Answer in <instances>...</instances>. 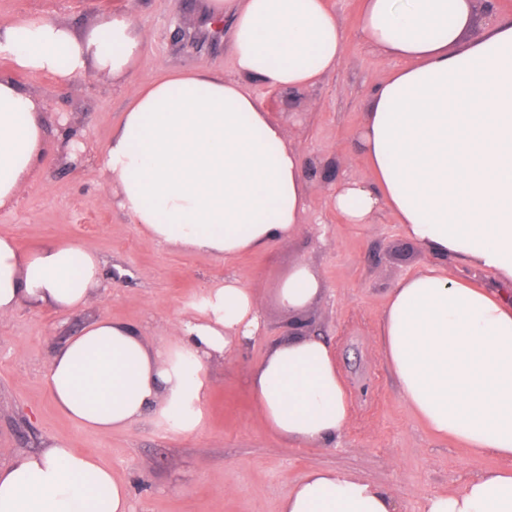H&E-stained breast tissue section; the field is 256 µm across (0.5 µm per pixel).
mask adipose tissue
<instances>
[{"mask_svg": "<svg viewBox=\"0 0 512 512\" xmlns=\"http://www.w3.org/2000/svg\"><path fill=\"white\" fill-rule=\"evenodd\" d=\"M479 0H362L359 32L404 59L376 84L359 135L370 182L337 184L330 204L345 223L394 215L407 239L437 256L390 289L381 350L400 394L437 436L496 457L459 491L424 498L419 512H512V13L481 36ZM205 19L230 23L232 73L172 72L131 88L102 166L108 196L155 242L230 261L288 239L307 209L301 152L290 146L259 88L316 86L336 70L345 41L328 0H205ZM145 32L105 12L79 33L26 17L0 26V53L18 70L66 82L124 83L144 59ZM49 150L43 105L0 77V208L41 172ZM480 269L481 287L445 259ZM94 248H19L0 237V316L22 302L68 311L102 281ZM295 264L275 300L294 315L323 292ZM202 317L180 320L175 344L148 346L129 325L96 320L53 357L47 382L58 411L100 433L155 413L198 422L206 362L258 336L261 298L234 278L209 289ZM249 385L269 430L300 447L331 446L350 416L332 347L314 335L272 345ZM0 512H131L128 484L67 439L0 466ZM281 512H401L391 490L333 469L308 471Z\"/></svg>", "mask_w": 512, "mask_h": 512, "instance_id": "obj_1", "label": "adipose tissue"}]
</instances>
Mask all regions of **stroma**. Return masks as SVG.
Instances as JSON below:
<instances>
[{
    "label": "stroma",
    "instance_id": "stroma-1",
    "mask_svg": "<svg viewBox=\"0 0 512 512\" xmlns=\"http://www.w3.org/2000/svg\"><path fill=\"white\" fill-rule=\"evenodd\" d=\"M346 39L336 71L316 87L288 95L262 90L267 109L302 150L309 186L296 234L268 249L226 262L214 255L159 244L115 205L106 203L97 167L126 105L128 87L162 71L231 66L228 36L206 35L203 0H0V25L37 16L83 32L104 11H122L147 34L146 55L128 87L76 77L62 83L0 62V76L38 92L87 146L82 163L48 150L44 169L12 207L0 209V236L19 246L44 241L86 244L103 260V279L88 306L67 312L20 305L0 317V464L67 438L126 481L133 512H280L310 469H336L394 491L407 512L423 498L463 485L477 470L497 467L455 441L441 439L401 398L380 346L387 293L415 270L435 263L407 240L394 218L344 223L330 192L344 180L369 181L357 149L369 90L402 67L371 49L358 26L361 0H329ZM186 36L178 38L176 23ZM321 275L324 293L305 311L317 335L335 350L348 393L350 424L336 447L300 448L264 425L248 378L268 347L288 334V314L273 299L277 281L298 261ZM236 278L265 299V327L253 343L207 365L197 427L183 432L147 416L108 433L84 429L53 405L47 372L55 352L83 326L108 319L136 328L151 345L173 344V327L200 315L208 288Z\"/></svg>",
    "mask_w": 512,
    "mask_h": 512
}]
</instances>
